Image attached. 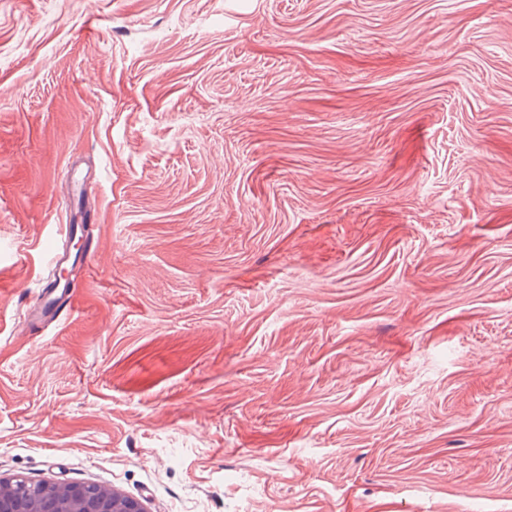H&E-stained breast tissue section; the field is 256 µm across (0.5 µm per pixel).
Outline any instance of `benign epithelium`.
Returning <instances> with one entry per match:
<instances>
[{"label":"benign epithelium","instance_id":"1","mask_svg":"<svg viewBox=\"0 0 512 512\" xmlns=\"http://www.w3.org/2000/svg\"><path fill=\"white\" fill-rule=\"evenodd\" d=\"M0 512H147L123 491L99 484L0 479Z\"/></svg>","mask_w":512,"mask_h":512}]
</instances>
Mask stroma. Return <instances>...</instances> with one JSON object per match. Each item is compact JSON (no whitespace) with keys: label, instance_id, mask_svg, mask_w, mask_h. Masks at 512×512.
<instances>
[{"label":"stroma","instance_id":"1","mask_svg":"<svg viewBox=\"0 0 512 512\" xmlns=\"http://www.w3.org/2000/svg\"><path fill=\"white\" fill-rule=\"evenodd\" d=\"M0 245L1 479L512 512V0H0ZM64 284L61 293L55 294L56 290L45 291V298L42 308L34 310L30 313L31 321L33 324L41 323L49 318V314L53 313L64 304L62 311L70 313L76 305L77 289L71 285L67 277H63Z\"/></svg>","mask_w":512,"mask_h":512}]
</instances>
